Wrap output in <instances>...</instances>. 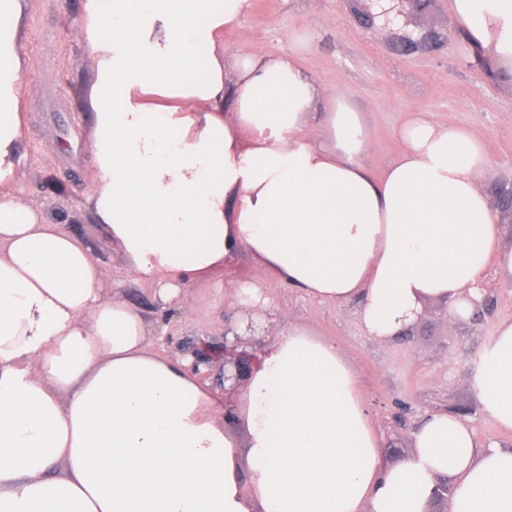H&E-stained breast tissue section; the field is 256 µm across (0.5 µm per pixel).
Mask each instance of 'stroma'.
<instances>
[{
  "mask_svg": "<svg viewBox=\"0 0 512 512\" xmlns=\"http://www.w3.org/2000/svg\"><path fill=\"white\" fill-rule=\"evenodd\" d=\"M80 4L33 0L24 87L29 160L18 173L17 185L88 244L110 269L113 281L124 282L127 303L147 310L153 305L149 292L125 283L123 263L102 225L80 208L93 189L87 151L90 118L79 98L91 64L73 26ZM311 29L317 36L308 46L288 37L289 32ZM224 49L229 55L244 49L296 55L306 70L344 94L367 128L366 162L375 176H382L386 162L399 153L396 131L408 113L428 112L441 123L483 134L492 160L483 188L494 194L512 185V84L490 76L485 66L473 61L464 33H457L437 54L394 61L381 35L358 26L343 0H250L239 23L225 30ZM483 283L495 299L491 311L453 320L447 302L429 299L409 336L390 342L364 332L358 303L335 307L283 285L275 295L298 321L336 341L354 364L382 451L392 460L409 451L411 434L429 411L466 419L479 439H501L479 407L473 378L480 349L496 324L512 319V287L504 286L492 270ZM237 313L230 304L199 306L165 336L167 351H178L197 331L223 333Z\"/></svg>",
  "mask_w": 512,
  "mask_h": 512,
  "instance_id": "stroma-1",
  "label": "stroma"
}]
</instances>
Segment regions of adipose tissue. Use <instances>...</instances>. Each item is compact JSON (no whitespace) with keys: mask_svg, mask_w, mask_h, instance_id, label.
Listing matches in <instances>:
<instances>
[{"mask_svg":"<svg viewBox=\"0 0 512 512\" xmlns=\"http://www.w3.org/2000/svg\"><path fill=\"white\" fill-rule=\"evenodd\" d=\"M249 0H81L91 62L93 191L84 206L148 286L146 315L104 296L91 248L17 187L28 159L24 83L31 0H0V512H512V444L425 415L388 461L353 364L283 315L256 317L259 361L234 394L192 355L162 354L187 284L243 311L279 285L343 305L401 337L426 299L468 316L488 265L512 282L479 187L482 134L413 112L374 177L343 95L292 55L224 52ZM452 23L495 76L512 77V0H452ZM255 275L225 279L240 254ZM474 389L512 434V320L483 346Z\"/></svg>","mask_w":512,"mask_h":512,"instance_id":"ef3b65f1","label":"adipose tissue"}]
</instances>
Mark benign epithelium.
Segmentation results:
<instances>
[{"instance_id": "obj_1", "label": "benign epithelium", "mask_w": 512, "mask_h": 512, "mask_svg": "<svg viewBox=\"0 0 512 512\" xmlns=\"http://www.w3.org/2000/svg\"><path fill=\"white\" fill-rule=\"evenodd\" d=\"M350 14L363 28L384 35L389 57L402 60L437 52L448 46L453 31L448 26H412L411 15L421 11L429 0H345ZM224 353L233 355L234 374L224 380L237 384L252 368V355L224 346Z\"/></svg>"}]
</instances>
